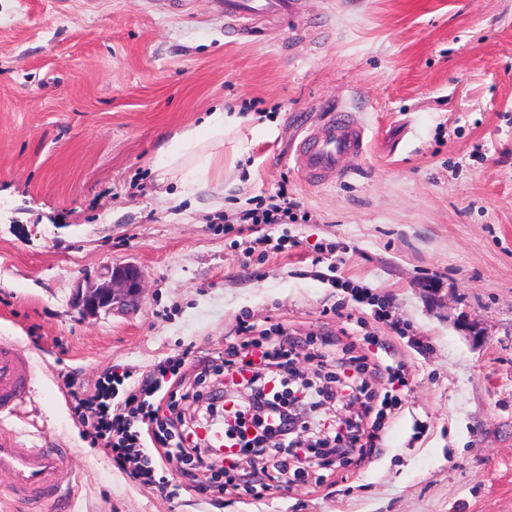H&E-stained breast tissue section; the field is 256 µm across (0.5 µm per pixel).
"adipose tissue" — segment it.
Segmentation results:
<instances>
[{"label": "adipose tissue", "mask_w": 512, "mask_h": 512, "mask_svg": "<svg viewBox=\"0 0 512 512\" xmlns=\"http://www.w3.org/2000/svg\"><path fill=\"white\" fill-rule=\"evenodd\" d=\"M236 115L217 108L195 126L175 133L155 163L159 178L178 174L182 187L199 189L224 179V133Z\"/></svg>", "instance_id": "adipose-tissue-1"}]
</instances>
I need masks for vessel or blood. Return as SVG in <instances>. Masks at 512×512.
Masks as SVG:
<instances>
[{"instance_id": "1", "label": "vessel or blood", "mask_w": 512, "mask_h": 512, "mask_svg": "<svg viewBox=\"0 0 512 512\" xmlns=\"http://www.w3.org/2000/svg\"><path fill=\"white\" fill-rule=\"evenodd\" d=\"M224 21L241 40L259 35L263 21H281L296 13L297 0H215ZM368 149V131L358 116L334 109L302 136L295 161L307 183L318 185L340 179L350 161ZM33 377L29 355L12 342L0 341V415L14 412L23 402ZM0 473L7 474L14 490L34 498L52 494L70 477V465L49 448L29 447L19 437L0 435Z\"/></svg>"}]
</instances>
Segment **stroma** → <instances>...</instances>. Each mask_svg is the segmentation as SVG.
<instances>
[{
    "label": "stroma",
    "mask_w": 512,
    "mask_h": 512,
    "mask_svg": "<svg viewBox=\"0 0 512 512\" xmlns=\"http://www.w3.org/2000/svg\"><path fill=\"white\" fill-rule=\"evenodd\" d=\"M301 2L302 29L243 42L211 0H0V339L33 364L0 432L72 465L38 503L0 474V512H512V0ZM332 103L370 148L310 186L297 132ZM218 106L242 119L223 184H158L159 151ZM283 186L285 249L246 254L225 217ZM129 264L138 306L83 315L77 289ZM245 319L376 336L408 365L371 456L259 497L174 458L171 497L90 442L70 386L109 374L123 394L181 359L216 389Z\"/></svg>",
    "instance_id": "obj_1"
}]
</instances>
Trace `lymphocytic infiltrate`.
<instances>
[{"mask_svg": "<svg viewBox=\"0 0 512 512\" xmlns=\"http://www.w3.org/2000/svg\"><path fill=\"white\" fill-rule=\"evenodd\" d=\"M238 346L224 353L223 373L228 383L246 391L245 399L227 410L226 400L217 392L183 390V378H176L175 389L161 391L158 382L144 384L147 393L162 392L164 406H157L130 393L121 407L112 405V379L104 377L95 392L71 389V408L87 427L91 443H103L115 466L133 481L147 487L167 490L165 479H154V461L177 458L190 466H207L212 482H220L238 465L240 457L251 455L258 461L254 471L258 484L280 478L288 472V463L300 459L304 449L299 433L314 434V447L328 461L366 456L376 448L381 427L363 428L361 422L372 409L368 379L404 381L407 367L369 357L360 351L357 337L342 336L321 340L315 357L330 371L328 384H300L284 392L283 370L296 357L297 337L280 327L260 329L241 325ZM353 384L352 403L359 409L354 419L345 421L337 431L323 432L316 424L314 411L341 401L335 384L340 378ZM142 391V392H143ZM204 402L209 419H222L224 437L231 450L213 454L209 439L198 431V421H186L179 409L181 402Z\"/></svg>", "mask_w": 512, "mask_h": 512, "instance_id": "1", "label": "lymphocytic infiltrate"}]
</instances>
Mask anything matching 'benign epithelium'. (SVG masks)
<instances>
[{
  "mask_svg": "<svg viewBox=\"0 0 512 512\" xmlns=\"http://www.w3.org/2000/svg\"><path fill=\"white\" fill-rule=\"evenodd\" d=\"M142 283L133 266H119L107 271L104 282L96 288L77 292L76 303L83 313L127 311L138 305Z\"/></svg>",
  "mask_w": 512,
  "mask_h": 512,
  "instance_id": "obj_1",
  "label": "benign epithelium"
}]
</instances>
